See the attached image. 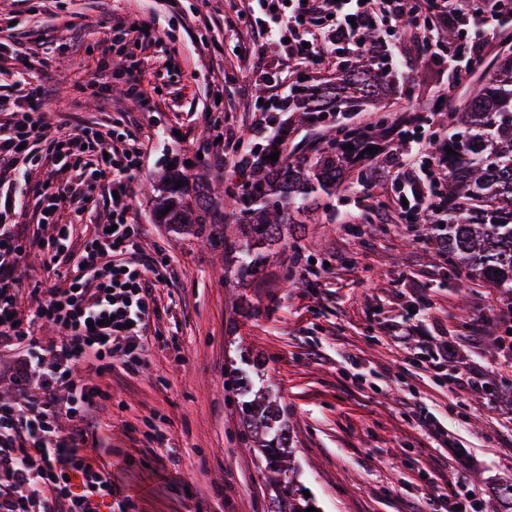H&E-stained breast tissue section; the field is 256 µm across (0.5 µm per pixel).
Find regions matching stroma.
I'll return each mask as SVG.
<instances>
[{
    "label": "stroma",
    "instance_id": "obj_1",
    "mask_svg": "<svg viewBox=\"0 0 512 512\" xmlns=\"http://www.w3.org/2000/svg\"><path fill=\"white\" fill-rule=\"evenodd\" d=\"M241 9L242 0H64L58 8L0 0V18L14 21L0 35V54L35 56L31 66L0 69L1 107L41 84L60 91L45 106L71 127L120 132L125 120H139L152 137L131 187L145 254L169 259L157 286L160 335L143 364L89 375L111 397L94 407L86 447L129 456L119 480L137 494L127 512H278L277 491L242 422L245 377L281 407L290 464L318 512H414L431 491L452 493L458 467L490 505L512 483V342L499 341L488 319L504 300L436 258L415 225L390 228L386 216L374 215L344 231L352 214L388 202L389 187L363 194L349 176L321 222L307 225L298 246L271 255L243 288L222 250L155 222L149 186L170 159L197 158L213 126L209 90L223 87L233 135H244L251 120L257 96L242 81L248 65L240 50L250 32ZM119 17L150 19L166 47L144 67L149 113L113 76L136 58L133 44H118L109 69L98 67L99 42ZM395 73L410 95L392 115L422 109L425 127L439 131L430 104L461 97L464 85L409 43ZM338 251L346 267L328 268ZM305 269L317 274L315 291L299 283ZM426 301L434 310L415 335L393 336L391 325ZM452 340L453 365L437 374L420 369L419 354ZM478 365L484 391L453 383L454 371ZM418 401L447 426L449 444L408 420L409 403Z\"/></svg>",
    "mask_w": 512,
    "mask_h": 512
}]
</instances>
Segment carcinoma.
Segmentation results:
<instances>
[{"instance_id":"1","label":"carcinoma","mask_w":512,"mask_h":512,"mask_svg":"<svg viewBox=\"0 0 512 512\" xmlns=\"http://www.w3.org/2000/svg\"><path fill=\"white\" fill-rule=\"evenodd\" d=\"M363 51L341 64L327 82L303 84L288 101L295 114L292 130L305 129L310 140L298 143L278 137L241 159L233 184L216 190L203 171L173 162L156 186L155 219L171 224L206 243L239 254L233 277L239 284L254 280L266 266V250L301 238L330 207V196L348 176L359 154L378 145L387 129L388 111L400 93L394 75L379 66L382 45L374 36ZM373 112L365 125L331 123L337 113ZM444 133L434 153L446 171L448 224L418 218L422 237L448 263L463 264L473 280L501 289L512 299V52L495 61L493 71L472 87L465 104L445 111ZM353 145L350 150L347 145ZM450 146V154L445 146ZM279 152L276 161L268 159ZM182 187H176L177 182ZM167 214H161V211ZM235 224V236L224 224ZM244 425L270 461L281 503L278 512H306L312 503L295 485L280 450L288 448V430L278 408L259 393L241 407Z\"/></svg>"}]
</instances>
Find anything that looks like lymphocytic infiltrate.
Segmentation results:
<instances>
[{
    "instance_id": "1",
    "label": "lymphocytic infiltrate",
    "mask_w": 512,
    "mask_h": 512,
    "mask_svg": "<svg viewBox=\"0 0 512 512\" xmlns=\"http://www.w3.org/2000/svg\"><path fill=\"white\" fill-rule=\"evenodd\" d=\"M246 16L251 74L266 83L272 78L268 45L282 46L298 65L318 67L361 52L372 33L388 45L385 64L393 67L407 31L461 79L481 52L470 30L512 21V0H248ZM444 27L457 35L446 46L433 40ZM45 97L42 86L24 90L16 104L20 117L0 123V189L27 183L38 169L51 177L67 169L77 174L76 181L43 191L39 223L51 231L44 241L13 224L20 200L0 192V378L18 391L0 402V512H109L132 494L115 483L111 463L81 445L87 416L107 393L75 369L83 363L100 376L141 363L159 315L156 284L165 263L138 258L141 229L132 217L129 184L141 168L144 141L86 126L57 133L43 155L31 157L30 141L50 124V111L36 109ZM397 126L401 161H370L365 181L379 179L394 189L389 208L396 223L420 215L447 222L442 173L429 140L410 116H400ZM62 194L81 213L96 212L99 198L109 201L106 218L95 220L83 249L73 254L71 227L57 214ZM31 244L65 263L56 283L26 294L18 286L17 259ZM46 324L58 335L43 346L36 330ZM65 419L75 424L68 434Z\"/></svg>"
}]
</instances>
